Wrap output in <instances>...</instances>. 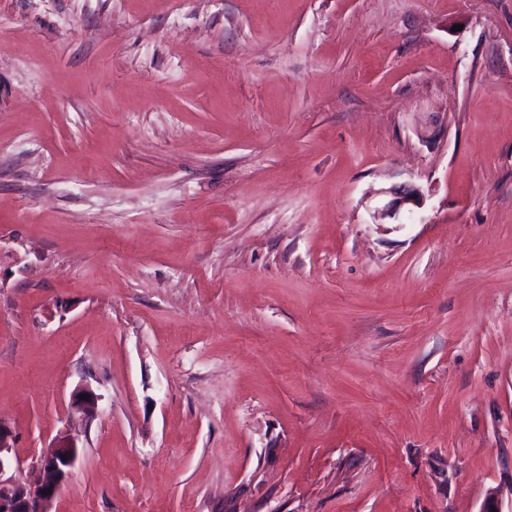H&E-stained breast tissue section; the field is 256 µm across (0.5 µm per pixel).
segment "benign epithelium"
Instances as JSON below:
<instances>
[{"label":"benign epithelium","mask_w":512,"mask_h":512,"mask_svg":"<svg viewBox=\"0 0 512 512\" xmlns=\"http://www.w3.org/2000/svg\"><path fill=\"white\" fill-rule=\"evenodd\" d=\"M376 195L387 198L373 210L376 224H399L422 203L421 190L407 183L380 189ZM99 399L90 387H79L71 395V412L90 422L98 414ZM15 438L11 427L0 420V512H52L80 456L79 448L68 436L59 437L48 452L35 459L33 468L38 475L28 480L14 455Z\"/></svg>","instance_id":"7a95c632"}]
</instances>
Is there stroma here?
Segmentation results:
<instances>
[{
  "label": "stroma",
  "mask_w": 512,
  "mask_h": 512,
  "mask_svg": "<svg viewBox=\"0 0 512 512\" xmlns=\"http://www.w3.org/2000/svg\"><path fill=\"white\" fill-rule=\"evenodd\" d=\"M0 419L53 512H512V0H0ZM375 195L389 198L374 208L372 218L376 224H402V218L412 214L413 208L419 207L423 200L421 190L407 183L380 189ZM81 396H85V399L81 400ZM99 399L100 396L96 394L90 387H79L71 395V412L78 414L82 420L90 422L94 420L98 414Z\"/></svg>",
  "instance_id": "35a3bbf8"
}]
</instances>
